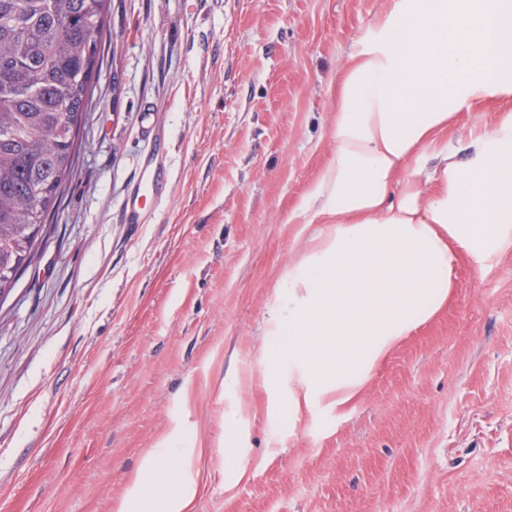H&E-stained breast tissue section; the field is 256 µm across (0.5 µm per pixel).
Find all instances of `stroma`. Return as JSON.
I'll use <instances>...</instances> for the list:
<instances>
[{
	"instance_id": "35a3bbf8",
	"label": "stroma",
	"mask_w": 512,
	"mask_h": 512,
	"mask_svg": "<svg viewBox=\"0 0 512 512\" xmlns=\"http://www.w3.org/2000/svg\"><path fill=\"white\" fill-rule=\"evenodd\" d=\"M386 5L109 0L76 174L0 307V512H117L178 421L188 512H512V246L482 268L458 252L445 306L351 404L292 424L267 409L292 216L333 161L338 74Z\"/></svg>"
}]
</instances>
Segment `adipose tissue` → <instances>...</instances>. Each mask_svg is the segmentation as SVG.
<instances>
[{"label":"adipose tissue","instance_id":"1","mask_svg":"<svg viewBox=\"0 0 512 512\" xmlns=\"http://www.w3.org/2000/svg\"><path fill=\"white\" fill-rule=\"evenodd\" d=\"M487 100L504 110L453 161L444 131ZM331 139L334 162L297 215L317 230L266 320L276 418L352 401L447 301L456 252L482 266L512 246V0H389L343 68ZM182 439L174 428L145 455L118 512H187Z\"/></svg>","mask_w":512,"mask_h":512}]
</instances>
